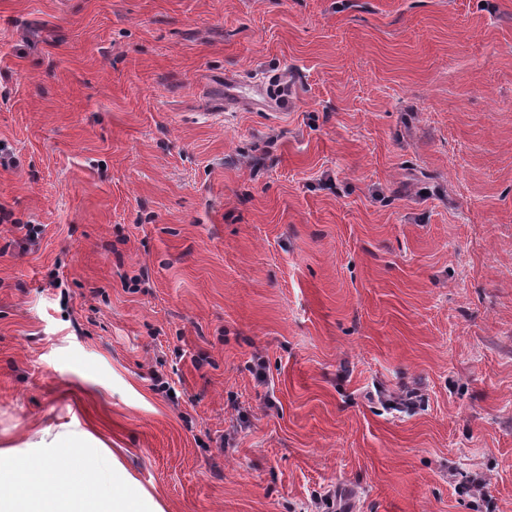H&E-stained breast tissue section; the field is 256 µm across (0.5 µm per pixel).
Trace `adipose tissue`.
<instances>
[{
  "label": "adipose tissue",
  "mask_w": 512,
  "mask_h": 512,
  "mask_svg": "<svg viewBox=\"0 0 512 512\" xmlns=\"http://www.w3.org/2000/svg\"><path fill=\"white\" fill-rule=\"evenodd\" d=\"M45 454L0 448V512H157L88 432L57 433Z\"/></svg>",
  "instance_id": "1"
}]
</instances>
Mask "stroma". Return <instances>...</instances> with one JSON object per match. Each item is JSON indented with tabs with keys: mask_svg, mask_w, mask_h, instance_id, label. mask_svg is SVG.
Masks as SVG:
<instances>
[{
	"mask_svg": "<svg viewBox=\"0 0 512 512\" xmlns=\"http://www.w3.org/2000/svg\"><path fill=\"white\" fill-rule=\"evenodd\" d=\"M0 141V448L512 512V0H0Z\"/></svg>",
	"mask_w": 512,
	"mask_h": 512,
	"instance_id": "1",
	"label": "stroma"
}]
</instances>
